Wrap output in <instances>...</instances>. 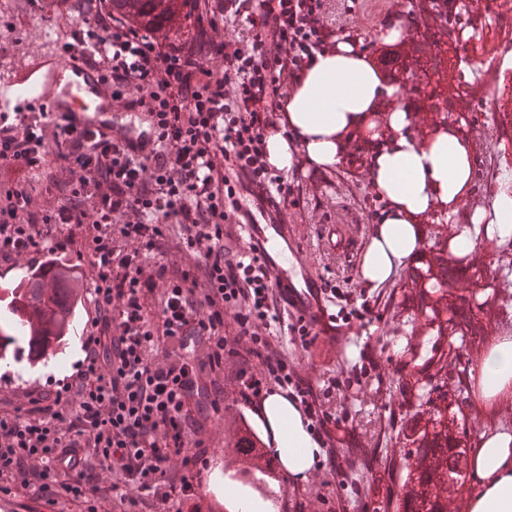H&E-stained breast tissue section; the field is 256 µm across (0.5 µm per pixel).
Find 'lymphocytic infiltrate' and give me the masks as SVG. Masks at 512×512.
Returning a JSON list of instances; mask_svg holds the SVG:
<instances>
[{
    "label": "lymphocytic infiltrate",
    "instance_id": "obj_1",
    "mask_svg": "<svg viewBox=\"0 0 512 512\" xmlns=\"http://www.w3.org/2000/svg\"><path fill=\"white\" fill-rule=\"evenodd\" d=\"M248 2L224 0L225 15L244 17L245 28L203 44L158 40L113 17L104 0H87L75 38L117 106L151 117L156 147L143 159L131 157L129 143L44 112L0 113V161L33 171L61 160L66 172L58 185L64 202L41 213L24 188L0 190V260L65 248V226L87 227L97 310L75 376L47 392L43 405L0 414V493L11 494L18 482L47 497L84 500L87 512H97V488L87 478L95 466L121 477L125 512H135L141 492L160 505L190 500L208 459L206 450H187L188 402L209 389L212 409L220 410L224 392L206 380L223 372L228 355L246 403H261L274 385L295 387L315 431H324L312 391L297 386L267 335L277 320L271 277L254 253L227 248L224 226L240 210L245 184L283 201L291 196L266 163L265 135L282 109L283 84L326 47L332 27L325 0H261L255 11ZM210 50L222 65L207 60ZM173 223L201 277L169 276L163 263L145 270V253ZM157 287L162 301L153 321L145 296ZM228 310L245 353L224 335ZM191 336L202 343L198 352L186 345ZM84 448L90 457L81 456ZM175 460L183 474L173 483L166 474Z\"/></svg>",
    "mask_w": 512,
    "mask_h": 512
}]
</instances>
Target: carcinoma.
<instances>
[{
  "label": "carcinoma",
  "mask_w": 512,
  "mask_h": 512,
  "mask_svg": "<svg viewBox=\"0 0 512 512\" xmlns=\"http://www.w3.org/2000/svg\"><path fill=\"white\" fill-rule=\"evenodd\" d=\"M192 0H109L112 13L130 26L160 38L176 34L191 13ZM429 60L420 56L391 58L389 65L400 71L428 69ZM434 255L414 268L416 291L408 307L410 316L420 317L432 328V335L448 337L433 367L435 373L410 371L403 381L406 400H417L418 410L406 435L409 449L403 476L405 492L397 505L399 512H448V494L460 492L467 482V450L463 440L468 417L463 390L448 392V357L462 368L457 376H468L470 362L460 361L456 342L468 336L488 334L481 313L491 299L490 276L472 259H448V241L435 239ZM450 279L467 280L475 286L470 294L448 292ZM81 283L71 267L51 261L25 282L0 290V357L9 350L28 347L35 362L56 353L73 325Z\"/></svg>",
  "instance_id": "cac0c4a2"
}]
</instances>
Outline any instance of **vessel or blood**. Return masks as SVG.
I'll list each match as a JSON object with an SVG mask.
<instances>
[{
  "mask_svg": "<svg viewBox=\"0 0 512 512\" xmlns=\"http://www.w3.org/2000/svg\"><path fill=\"white\" fill-rule=\"evenodd\" d=\"M80 55V47L75 46L32 65L18 79V94L52 116L66 117L77 129L95 131L106 138L119 136L112 123V88L101 71L81 63ZM256 208L258 217L249 218L242 227L247 248L256 251L267 266L289 310L306 323L330 332L321 279L291 244V232L280 222L275 208L265 202L257 203Z\"/></svg>",
  "mask_w": 512,
  "mask_h": 512,
  "instance_id": "1",
  "label": "vessel or blood"
}]
</instances>
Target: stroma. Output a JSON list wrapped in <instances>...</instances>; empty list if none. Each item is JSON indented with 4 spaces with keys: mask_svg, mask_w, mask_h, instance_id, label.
Returning <instances> with one entry per match:
<instances>
[{
    "mask_svg": "<svg viewBox=\"0 0 512 512\" xmlns=\"http://www.w3.org/2000/svg\"><path fill=\"white\" fill-rule=\"evenodd\" d=\"M332 16L345 22L344 38H358L370 57L387 47L386 33L398 28L397 47L419 49L422 56L434 55L437 47L429 34L417 31L412 13L419 0H328ZM486 0H458L462 17L471 21L453 40L451 53L456 62L437 74L419 75L420 85L437 86L448 100L451 112L461 117V129L473 145L477 165L473 184L461 211L472 214L489 207L501 189L512 192V146L505 145L493 121L497 112L512 111V74L496 73L492 84L474 76L469 62L502 53L512 59V0H494L493 15H486ZM350 157L327 170L296 163L284 178L294 190V201L283 205L299 250L317 272L327 290L328 310L339 333L338 338L319 334L309 346L294 341L290 324L297 317L287 306H280L282 326L271 329L274 347L293 365L298 376L310 386L322 412L329 415L327 447L336 450L341 474L320 464L305 481L287 475L281 464H266L263 456L240 455L235 444L246 434L262 442L264 453L272 452V438L256 418L257 411L239 395L240 383L232 368H225L217 381L224 389V408L193 410L191 439L203 440L208 452V467L201 476L197 496L190 502L177 499L156 504L143 496L139 512H228L224 501L225 475L248 471L263 478L276 491L275 512H293L296 503L308 512H385V505L398 501L402 494L400 476L405 462L400 453L406 444L404 433L411 423L413 409L403 402L398 378L403 366L399 342L402 335L423 329V320L408 318L402 303L414 290L409 272H401L385 287H364L359 278V258L375 224L383 201L369 185L365 142H353ZM59 166L24 173L0 161V187L21 185L27 188L38 209L60 205L62 199L53 182L61 178ZM348 225L352 237L350 250L329 253L322 245L324 225ZM85 229L75 230L71 244L60 253L80 276L79 295L73 327L60 353L46 362L30 363L27 354L0 359V412L28 406L31 398L55 389L57 381L69 378L83 360L82 338L89 334L95 315L92 287L93 268L85 244ZM165 263L171 275L193 270L197 259L187 251L178 226H171L159 247L149 253L146 267ZM364 318H357V311ZM491 330L488 341L463 349L473 372L467 389L477 426L468 430V448H476L481 430L512 428V400H496L482 394L481 358L501 337L512 336L496 303H488L482 314ZM0 512H86L83 504L66 498H46L31 490L0 494Z\"/></svg>",
    "mask_w": 512,
    "mask_h": 512,
    "instance_id": "stroma-1",
    "label": "stroma"
}]
</instances>
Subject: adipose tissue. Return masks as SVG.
Listing matches in <instances>:
<instances>
[{
	"label": "adipose tissue",
	"instance_id": "1",
	"mask_svg": "<svg viewBox=\"0 0 512 512\" xmlns=\"http://www.w3.org/2000/svg\"><path fill=\"white\" fill-rule=\"evenodd\" d=\"M413 122L400 89L385 82L359 42L342 40L302 69L282 107L278 131L265 139L268 164L285 171L300 155L309 165L328 169L345 160L353 140L374 142L369 179L385 207L359 260V277L370 288L391 282L422 258L425 220H455L471 186L476 160L458 126L438 124L418 138ZM467 221L485 225L497 242L512 240V193L496 192L490 210H476ZM481 375L488 396L512 390V336L483 356ZM259 420L283 468L307 480L322 450L294 403L271 394ZM472 472L478 489L468 512H512L511 430L483 435Z\"/></svg>",
	"mask_w": 512,
	"mask_h": 512
}]
</instances>
